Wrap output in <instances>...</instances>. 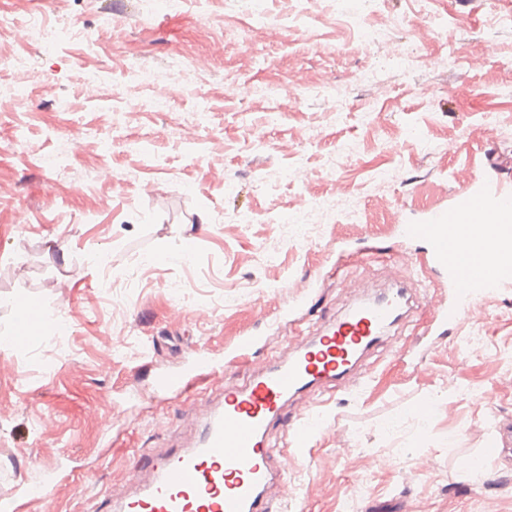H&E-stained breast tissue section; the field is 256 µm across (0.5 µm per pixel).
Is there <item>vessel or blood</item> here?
I'll return each mask as SVG.
<instances>
[{
    "mask_svg": "<svg viewBox=\"0 0 512 512\" xmlns=\"http://www.w3.org/2000/svg\"><path fill=\"white\" fill-rule=\"evenodd\" d=\"M400 238L423 245V264L437 272L448 298L427 304L429 332L470 323L488 297L512 291V183L490 175L454 192L450 204L430 210L415 224L398 227ZM405 288L379 301H356L312 339L295 338L287 358L256 364L249 381L225 386L194 440L182 448L145 453L130 479L131 494L114 499L112 512H268V489L277 463L307 447L323 420L314 405L283 419L289 401L321 383L353 372L373 346L408 313ZM41 331V303L29 297L13 334L0 338L5 350ZM205 356L187 368L157 374L161 395L184 392L194 379L215 375ZM285 428L289 450L270 447L268 437Z\"/></svg>",
    "mask_w": 512,
    "mask_h": 512,
    "instance_id": "1",
    "label": "vessel or blood"
}]
</instances>
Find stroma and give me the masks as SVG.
Segmentation results:
<instances>
[{"instance_id": "stroma-1", "label": "stroma", "mask_w": 512, "mask_h": 512, "mask_svg": "<svg viewBox=\"0 0 512 512\" xmlns=\"http://www.w3.org/2000/svg\"><path fill=\"white\" fill-rule=\"evenodd\" d=\"M0 13L15 21L0 54L36 67L25 104L0 98V336L19 298L49 320L0 355V497L46 487L24 512H92L127 492L138 456L194 437L182 417L211 399L203 380L159 401L156 372L206 354L247 380L227 361L243 336L270 362L284 321L315 328L348 307L332 268L379 281L402 252L395 220L418 222L482 172L512 178V0L372 13L363 0H0ZM34 15L78 35L27 42ZM373 28L383 37L364 41ZM323 398L326 428L270 512L403 499L512 512V447L483 456L512 425V292L438 340L414 313Z\"/></svg>"}]
</instances>
